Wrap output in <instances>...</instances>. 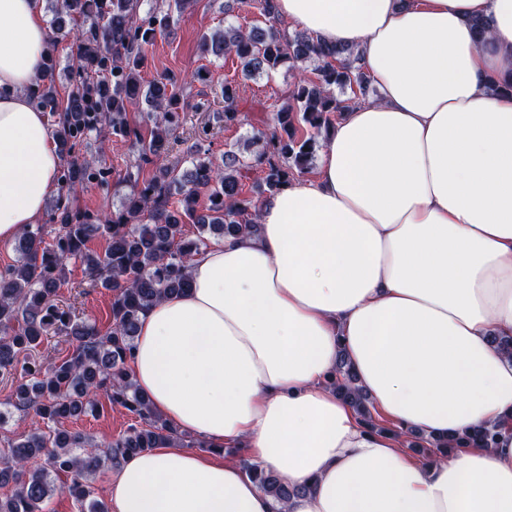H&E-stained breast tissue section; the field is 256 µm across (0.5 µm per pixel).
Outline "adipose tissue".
<instances>
[{
	"mask_svg": "<svg viewBox=\"0 0 512 512\" xmlns=\"http://www.w3.org/2000/svg\"><path fill=\"white\" fill-rule=\"evenodd\" d=\"M291 29L353 47L376 99L322 141L255 231L190 263L139 320L130 374L212 448L127 458L110 512H512V0H276ZM487 20L478 44L474 19ZM40 0H0V242L42 218L60 156L32 91ZM345 356L387 426L330 385ZM498 431L425 458L410 433ZM295 492H262L221 448Z\"/></svg>",
	"mask_w": 512,
	"mask_h": 512,
	"instance_id": "1",
	"label": "adipose tissue"
}]
</instances>
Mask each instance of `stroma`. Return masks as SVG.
I'll return each mask as SVG.
<instances>
[{
  "mask_svg": "<svg viewBox=\"0 0 512 512\" xmlns=\"http://www.w3.org/2000/svg\"><path fill=\"white\" fill-rule=\"evenodd\" d=\"M226 2L195 0L188 13L176 20L172 33L158 35L154 45L147 49V62L141 72L144 82L169 73L184 75L200 69L209 73L208 81L195 82L190 92L213 100L215 109L211 112L182 113L178 129L181 141L171 152L170 162H181L185 144L194 142L202 144L203 148L216 156L227 150L241 157L246 156L245 139L257 131H272L277 112L288 103V89L293 84V76L283 67L272 76H261L242 83L240 110L244 116L243 124L228 128L219 120L217 111L224 106L221 97L224 81L238 76V64L231 59L218 60L203 54L199 37L202 33L230 23L247 29L263 22L257 11L242 4L241 0L230 12L225 9ZM102 146L107 158V183L103 186L89 185L77 194L76 204L94 212L116 213L121 210L128 192L123 175L134 161L135 153L129 140L110 133L103 137ZM83 280L82 266L69 263L66 282L61 286L60 294L73 305L76 315L96 320L100 328H107L112 294L102 288L92 290L83 287ZM134 421V416L124 409L111 406L107 397L101 394L93 411L68 420L66 427L102 443L117 438Z\"/></svg>",
  "mask_w": 512,
  "mask_h": 512,
  "instance_id": "35a3bbf8",
  "label": "stroma"
}]
</instances>
